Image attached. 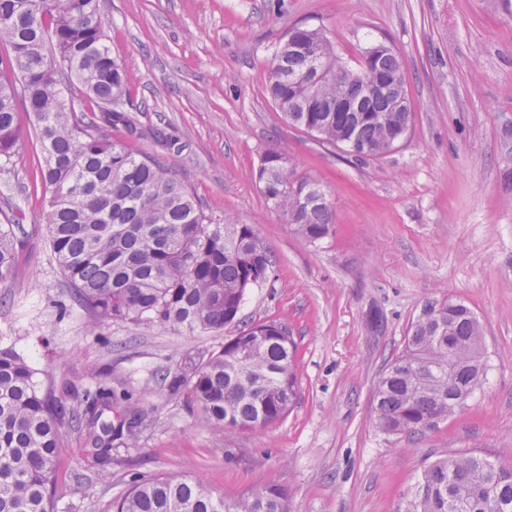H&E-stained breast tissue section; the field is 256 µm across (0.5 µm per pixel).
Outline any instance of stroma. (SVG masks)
I'll return each mask as SVG.
<instances>
[{
    "instance_id": "obj_1",
    "label": "stroma",
    "mask_w": 512,
    "mask_h": 512,
    "mask_svg": "<svg viewBox=\"0 0 512 512\" xmlns=\"http://www.w3.org/2000/svg\"><path fill=\"white\" fill-rule=\"evenodd\" d=\"M108 45L131 73L123 105L150 137L111 138L169 169L207 214L252 225L274 265L237 322L188 335L114 322L90 335L41 219L49 192L35 120L18 112L19 144L0 167V224L18 241L0 282V348L36 369L52 401L106 382L149 414L137 447L112 442V475L84 458L94 434L66 432L55 512H107L140 477L199 475L234 498L276 484L288 512H405L422 468L477 450L512 463V13L502 0H100ZM323 30L357 65L383 41L403 63L413 123L393 150L356 161L292 126L266 91L289 26ZM318 180L334 206L329 235L296 233L254 176L264 152ZM463 302L478 319L486 380L468 405L419 435L373 421L372 392L423 306ZM287 327L298 396L268 427L224 434L173 393L189 371L259 322Z\"/></svg>"
}]
</instances>
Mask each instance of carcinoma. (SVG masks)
<instances>
[{"label":"carcinoma","instance_id":"obj_1","mask_svg":"<svg viewBox=\"0 0 512 512\" xmlns=\"http://www.w3.org/2000/svg\"><path fill=\"white\" fill-rule=\"evenodd\" d=\"M330 42L317 29L288 30L273 54L267 92L297 127L358 160L390 152L408 133L412 104L402 63L385 44L366 49L375 68L399 85L369 97L360 64L345 78H319L321 92L301 79L309 66L301 45ZM0 161L19 140L18 103L37 117L43 213L50 247L75 298L94 324L143 322L177 331L219 333L235 322L247 289L266 280L271 254L253 227L205 214L196 195L152 157L112 140L104 128L138 133L122 100L130 76L106 44L100 0H0ZM353 99L375 120L336 113ZM266 204L315 243L330 233L334 212L319 181L293 178L283 150L269 149L256 170ZM17 239L0 225V282L12 277ZM295 347L275 322L249 326L206 360L175 376L207 421L222 432L265 428L283 420L297 396ZM485 373L479 321L461 302L426 304L373 389L374 423L388 435H415L463 408ZM36 370L0 348V512H54L56 457L74 424L95 425L121 407L115 428L104 424L87 456L112 465V434L134 441L145 415L124 387L100 383L50 402ZM113 512H288L287 495L268 485L227 501L199 477L141 478L111 505ZM407 512H512V465L474 451L447 453L424 468Z\"/></svg>","mask_w":512,"mask_h":512}]
</instances>
